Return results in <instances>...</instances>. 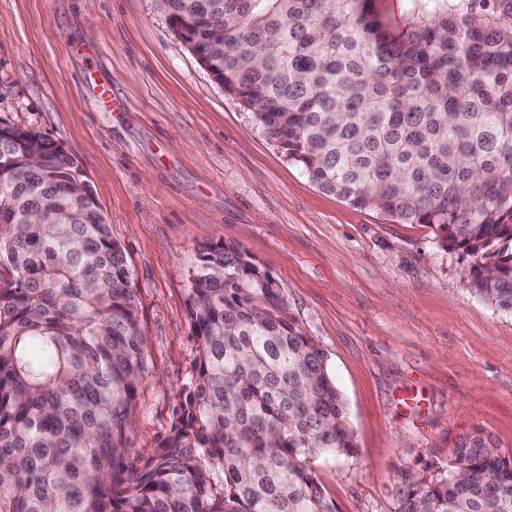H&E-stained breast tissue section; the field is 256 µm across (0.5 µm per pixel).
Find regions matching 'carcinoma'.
<instances>
[{
  "label": "carcinoma",
  "instance_id": "cac0c4a2",
  "mask_svg": "<svg viewBox=\"0 0 512 512\" xmlns=\"http://www.w3.org/2000/svg\"><path fill=\"white\" fill-rule=\"evenodd\" d=\"M376 2L160 0L313 183L434 226L512 310V0H402L388 24ZM188 291L192 374L130 468L151 367L125 252L75 160L0 122V512H337L311 462L355 444L325 352L236 242ZM398 512H512V458L463 432Z\"/></svg>",
  "mask_w": 512,
  "mask_h": 512
}]
</instances>
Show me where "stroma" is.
Returning <instances> with one entry per match:
<instances>
[{"instance_id":"1","label":"stroma","mask_w":512,"mask_h":512,"mask_svg":"<svg viewBox=\"0 0 512 512\" xmlns=\"http://www.w3.org/2000/svg\"><path fill=\"white\" fill-rule=\"evenodd\" d=\"M98 78L125 111L100 109ZM0 120L75 159L125 250L154 372L128 465L169 432L196 357L189 276L224 240L327 355L356 449L312 467L340 512H397L405 470L475 427L512 456V312L469 288L473 258L318 189L157 0H0Z\"/></svg>"}]
</instances>
